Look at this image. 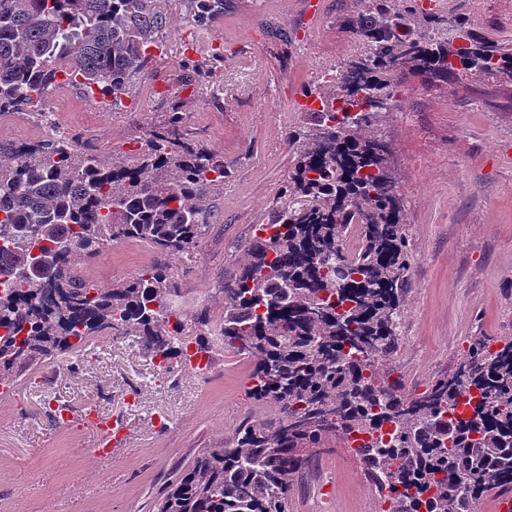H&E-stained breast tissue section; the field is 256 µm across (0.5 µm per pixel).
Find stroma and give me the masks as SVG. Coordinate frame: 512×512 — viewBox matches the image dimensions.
Here are the masks:
<instances>
[{
	"mask_svg": "<svg viewBox=\"0 0 512 512\" xmlns=\"http://www.w3.org/2000/svg\"><path fill=\"white\" fill-rule=\"evenodd\" d=\"M223 17L195 26L186 0H164L167 29L134 95L121 109L87 102L70 86L51 90L40 109L0 117V140L76 138L104 161L139 148L146 129L172 107L187 114L192 143L237 163L214 187V210L198 255L174 261L183 340L224 314L225 278L244 260L254 225L268 223L288 177L294 101L316 69L360 56L344 21L357 0H228ZM436 13L468 19L487 37L512 41V0H440ZM213 69L193 92L180 82ZM385 122L391 168L402 196L413 255L398 348L390 362L410 393L453 374L470 342L512 338V85L491 78L434 87L408 70ZM157 254L127 241L80 263L102 287L131 280ZM252 366L216 349L206 369L161 368L135 337L105 329L81 351L21 370L0 395V512H152L173 475L198 453L231 440L248 418L273 421L278 407L245 396ZM69 422H57L58 405ZM95 410L118 430L112 453L95 455L98 436L81 413ZM333 483L330 512H375L377 494L341 438L315 449L291 492L289 512H319Z\"/></svg>",
	"mask_w": 512,
	"mask_h": 512,
	"instance_id": "stroma-1",
	"label": "stroma"
}]
</instances>
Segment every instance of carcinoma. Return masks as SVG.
I'll use <instances>...</instances> for the list:
<instances>
[{"label":"carcinoma","instance_id":"carcinoma-1","mask_svg":"<svg viewBox=\"0 0 512 512\" xmlns=\"http://www.w3.org/2000/svg\"><path fill=\"white\" fill-rule=\"evenodd\" d=\"M161 0H0V115L43 102L61 78L124 107L154 59L167 24ZM196 25L224 14V0H188ZM346 27L365 45L340 64L349 85L304 89L318 106L288 131L293 147L276 232L255 237L224 280L217 346L252 363L247 398L278 405L275 422L243 424L178 471L157 512H288L310 452L362 435L356 453L388 512H482L512 491V339L492 350L474 340L458 370L412 395L390 379L412 254L399 186L389 165L385 112L392 73L407 67L435 85L463 71L512 84V42L417 0H358ZM182 112L151 128L132 157L106 163L77 141L48 136L33 147L0 141V382L33 360L80 349L103 329H123L165 367L191 355L170 306L175 271L158 261L110 288H87L75 258L130 240L190 259L210 227L206 190L236 162L190 143ZM299 208H294V205ZM356 246L347 248L349 238ZM60 301L44 304L47 289ZM391 429L383 440V430Z\"/></svg>","mask_w":512,"mask_h":512}]
</instances>
